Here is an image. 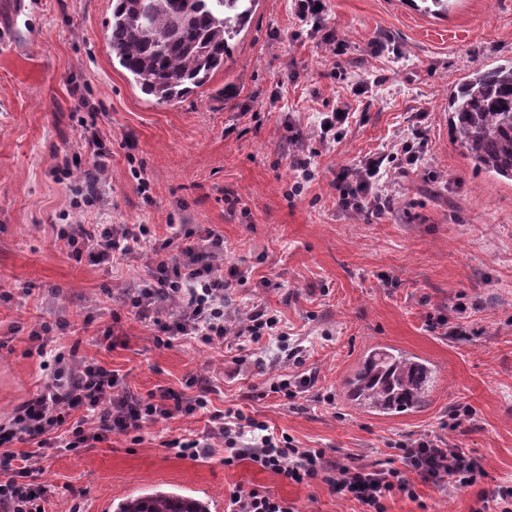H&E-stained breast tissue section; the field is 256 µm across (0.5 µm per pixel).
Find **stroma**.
<instances>
[{
    "instance_id": "1",
    "label": "stroma",
    "mask_w": 512,
    "mask_h": 512,
    "mask_svg": "<svg viewBox=\"0 0 512 512\" xmlns=\"http://www.w3.org/2000/svg\"><path fill=\"white\" fill-rule=\"evenodd\" d=\"M112 0H0V418L31 398L46 376L28 354L39 317L67 319L81 355L126 374L145 395L180 391L192 374L212 385L210 408L239 410L330 459L373 465L398 443L440 437L481 458L480 488L417 483L418 500L395 495L387 512H471L478 489L512 482V183L474 171L450 139L448 92L469 70L512 58V0H459L434 16L409 0H326L325 19L348 45L343 80L333 56L301 34L290 0H259L223 69L170 105L133 87L113 65ZM383 43L373 53L372 41ZM356 119L336 142H320V113L337 100ZM93 122L95 146L83 121ZM425 129L421 169L392 179L391 210L355 214L336 203L341 168L388 153L413 127ZM303 138L293 141L291 128ZM311 154L313 175L295 191L288 156ZM112 157L100 207H72L94 150ZM58 224H190L224 237L225 263L253 274L231 289L228 310L278 311L277 341L207 348L159 347L133 309L145 261L111 267L68 259ZM470 333L453 337L457 307ZM120 313L117 344L96 342ZM374 347L428 360L429 403L394 417L362 412L343 398L345 376ZM281 373L312 374L313 387L287 401L267 389ZM469 421L449 430L452 411ZM205 419L148 425L52 455L41 480L55 488L47 512H101V504L162 488L227 505L233 490L258 487L296 512H359L323 484H294L249 461L228 467L215 443L208 458L177 457L164 443L205 431Z\"/></svg>"
}]
</instances>
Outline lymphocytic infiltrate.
<instances>
[{
    "label": "lymphocytic infiltrate",
    "instance_id": "lymphocytic-infiltrate-1",
    "mask_svg": "<svg viewBox=\"0 0 512 512\" xmlns=\"http://www.w3.org/2000/svg\"><path fill=\"white\" fill-rule=\"evenodd\" d=\"M323 2L297 0L296 16L320 33L337 71L345 48L335 28L323 22ZM426 146L423 130L416 128L396 152L375 154L343 169L336 179L339 205L355 213H383L391 204L386 192L389 173L402 177L416 173ZM57 237L67 256L76 261L87 252L105 264L131 263L151 254L147 278L139 288L124 292L122 301L152 323L156 345L182 339L210 346L230 336L257 344L283 334L277 315L265 309L251 311L241 322L231 321L226 292L232 285L246 283L251 269L225 265L224 238L219 233L210 230L202 235L176 224L171 237L161 239L147 224H61ZM66 327L63 319L43 318L29 330V342L39 356L50 357L51 370L36 393L0 424V512H41L51 491L37 477L50 449L93 448L113 434L140 433L159 419L200 415L208 418L206 430L169 441L175 455L191 460L206 457L213 441L220 439L229 451L225 466L247 460L291 483H321L357 501L363 512H386L387 501L399 493L416 498L420 481L468 488L478 487L485 476L481 459L470 451L428 437L401 444L397 467L329 460L324 449L297 447L288 436L276 435L265 422L242 412H210L211 385L201 375L185 380L186 388L196 391L191 398L168 388L136 395L126 375L79 356L76 349L56 348ZM16 441L24 443L23 451H10Z\"/></svg>",
    "mask_w": 512,
    "mask_h": 512
}]
</instances>
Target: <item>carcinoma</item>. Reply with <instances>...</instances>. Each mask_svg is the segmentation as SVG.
<instances>
[{"label":"carcinoma","mask_w":512,"mask_h":512,"mask_svg":"<svg viewBox=\"0 0 512 512\" xmlns=\"http://www.w3.org/2000/svg\"><path fill=\"white\" fill-rule=\"evenodd\" d=\"M259 0H116L108 23L112 59L157 104L178 101L224 67L232 41ZM427 14L446 15L458 0H421ZM452 140L478 170L512 182V59L468 72L448 95ZM434 372L423 360L375 348L346 382L349 400L392 416L424 405ZM115 512H210L208 502L154 489L126 497Z\"/></svg>","instance_id":"obj_1"}]
</instances>
